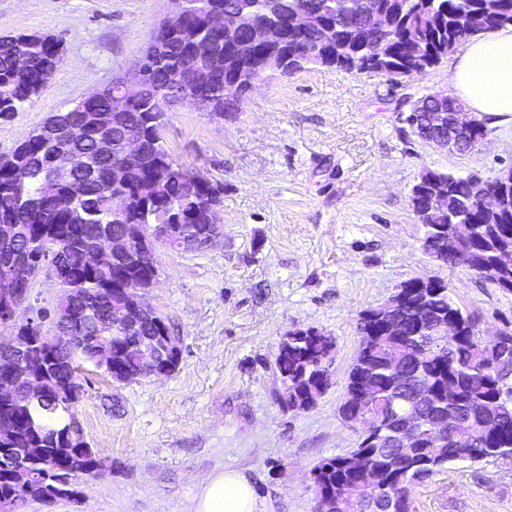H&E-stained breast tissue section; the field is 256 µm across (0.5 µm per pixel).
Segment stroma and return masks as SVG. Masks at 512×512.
I'll use <instances>...</instances> for the list:
<instances>
[{"instance_id": "stroma-1", "label": "stroma", "mask_w": 512, "mask_h": 512, "mask_svg": "<svg viewBox=\"0 0 512 512\" xmlns=\"http://www.w3.org/2000/svg\"><path fill=\"white\" fill-rule=\"evenodd\" d=\"M173 0H0V36L49 34L61 62L33 103L0 119V156L51 114L125 75ZM448 54L395 84L317 64L274 74L218 117L171 109L163 136L177 162L223 185L224 236L202 252L155 247L154 305L182 342L178 370L112 385L82 364L78 405L106 459L80 497L18 512H187L202 480L244 472L261 512H315L311 470L357 447L339 407L365 310L415 278L438 277L484 338L512 330V293L421 248L410 192L423 171L494 178L512 164V122L467 153L434 148L405 122L424 95L448 91ZM335 342L316 405L288 409L275 374L288 331ZM410 512H512V458L463 461L411 487Z\"/></svg>"}]
</instances>
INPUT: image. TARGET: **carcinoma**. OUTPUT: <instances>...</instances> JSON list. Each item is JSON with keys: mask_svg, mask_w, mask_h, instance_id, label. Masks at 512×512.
<instances>
[{"mask_svg": "<svg viewBox=\"0 0 512 512\" xmlns=\"http://www.w3.org/2000/svg\"><path fill=\"white\" fill-rule=\"evenodd\" d=\"M355 0H187L185 30L170 39L169 49L149 66L151 90H166L173 97H201L214 104L213 114L224 116L247 92L251 81L265 77L254 59H235L233 45L224 34L212 30L209 16L242 7L260 26L282 25L286 14L299 7L318 22L331 18L346 28L336 45V58L326 65L338 66L337 58L361 51L371 62L368 72L399 82L426 63L436 65L459 44L479 34L512 26V0H500L499 11L481 20L480 0H363V13L391 7L396 21L383 48V59L362 41L354 24ZM62 57L61 43L53 36L21 33L0 37V118H9L39 96L47 75L57 69ZM190 63L185 84L169 86L166 72ZM125 115L121 123L109 124L114 111ZM53 120L74 130L70 150L92 159V171L69 182L48 179L41 160L54 153V146L41 128L21 139L12 152L9 169H0V224L18 227V241L32 265H50L65 278L53 311L40 310L26 335L43 331L45 321L67 333L92 339L80 350H70V362L61 366L69 378L80 363L99 366L100 356L112 360L105 372L118 385L146 377L141 350L164 352L174 335L168 324L156 328L143 322L130 331V315L120 304L123 286L150 283L157 277L153 263L141 257V238L149 233L167 247L179 250L186 242L195 250L208 248L209 235L223 234V227L210 221L218 184L199 181L190 190L188 170L173 160L163 137L165 120L153 111L148 97L116 98L104 95L81 100ZM129 137L141 141L138 157L127 165L124 180L112 184V165ZM435 181L448 186L446 208H430L428 189ZM510 200L496 216L481 212L467 194V182L452 174L428 170L414 185L413 210L424 226L423 247L437 261L448 263L449 224L473 225L470 243L452 249L465 254V261L477 271L496 265L498 255L512 251V185L500 189ZM117 193L128 204L123 216L111 215L106 197ZM133 238L136 258L123 265L91 269L85 253L104 235ZM14 246L0 241V279L19 284L30 282V270L9 265L7 255ZM458 315L460 335L434 344L426 329ZM398 322L396 336H379L374 317ZM360 344L348 374L346 396L339 412L346 421L361 415L374 420L379 430L377 443L359 440L357 451L363 469L349 466L347 457L320 461L313 469L314 493L323 495L330 510L346 502L359 512H387L392 497L432 477L456 461L453 449L437 460L426 441L402 452L395 444L405 417L415 416L416 427L426 436L428 424L453 416L459 432L471 442L475 459L512 458V332L495 341L479 336L473 319L464 314L449 296L441 280L420 283L411 279L401 286L390 304L362 314ZM331 337L315 329L290 330L278 346L275 373L289 408L308 410L325 392L333 361ZM40 357L31 353L27 364L5 374L14 386L11 401L0 399V418H10L18 431L10 443H0V501L18 505L47 503L44 477L63 480L73 476L75 456L92 465L105 463L86 439L75 410L72 389L60 386L56 372L43 376L41 393H25L29 370ZM456 383L457 394L448 399V381ZM46 449L47 465L26 464L23 448Z\"/></svg>", "mask_w": 512, "mask_h": 512, "instance_id": "cac0c4a2", "label": "carcinoma"}]
</instances>
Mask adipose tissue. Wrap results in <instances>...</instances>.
<instances>
[{
  "mask_svg": "<svg viewBox=\"0 0 512 512\" xmlns=\"http://www.w3.org/2000/svg\"><path fill=\"white\" fill-rule=\"evenodd\" d=\"M448 84L469 111L490 123L512 116V26L470 39L449 71ZM188 512H260L249 478L236 470L211 475Z\"/></svg>",
  "mask_w": 512,
  "mask_h": 512,
  "instance_id": "1",
  "label": "adipose tissue"
}]
</instances>
